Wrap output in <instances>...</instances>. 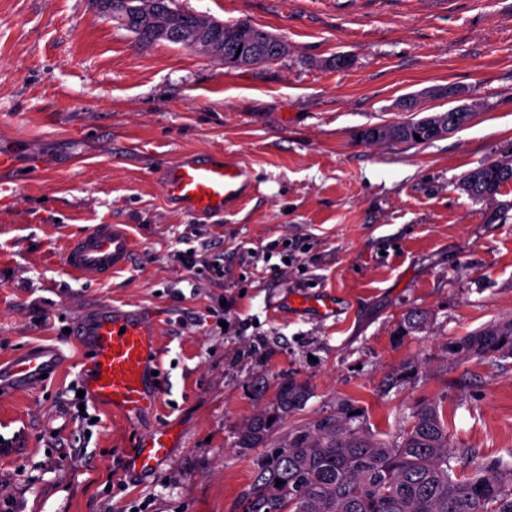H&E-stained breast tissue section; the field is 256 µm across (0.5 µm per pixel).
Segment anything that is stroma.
Listing matches in <instances>:
<instances>
[{"mask_svg":"<svg viewBox=\"0 0 512 512\" xmlns=\"http://www.w3.org/2000/svg\"><path fill=\"white\" fill-rule=\"evenodd\" d=\"M175 4L250 19L288 50L228 66L138 41L91 0H0V154L14 161L0 169V364L61 353L32 388L0 378V512H242L265 448H240V431L289 378L309 398L268 442L350 400L385 439L426 398L457 445L512 457V358L446 351L512 317V216L487 220L457 187L512 154V0ZM446 88L475 107L463 129L422 146L360 140L407 120L409 95L448 111ZM187 152L237 159L254 192L223 215L179 210L158 173ZM97 224L128 230L132 260L82 279L63 252ZM308 286L335 293L334 315L289 309ZM105 306L156 325L160 400L133 418L91 403L80 419L87 353L69 329ZM414 312L425 322L398 336ZM162 425L171 454L139 473L135 441Z\"/></svg>","mask_w":512,"mask_h":512,"instance_id":"35a3bbf8","label":"stroma"}]
</instances>
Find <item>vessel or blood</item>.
I'll list each match as a JSON object with an SVG mask.
<instances>
[{"mask_svg":"<svg viewBox=\"0 0 512 512\" xmlns=\"http://www.w3.org/2000/svg\"><path fill=\"white\" fill-rule=\"evenodd\" d=\"M159 179L168 200L200 213L223 211L242 201L253 180L247 166L220 158L183 156L165 166ZM132 251L128 233L115 224H98L64 251V264L75 275L105 277L128 266ZM290 302L299 310L326 316L336 305L331 297L296 291ZM86 346L81 380L90 399L125 415H138L155 406L160 389L151 364L157 358L158 331L141 316L102 308L71 329ZM58 365L54 354L34 353L17 359L10 373L14 383L28 388ZM174 440L166 428L141 437L134 464L143 473L158 471L170 455Z\"/></svg>","mask_w":512,"mask_h":512,"instance_id":"b4317fda","label":"vessel or blood"}]
</instances>
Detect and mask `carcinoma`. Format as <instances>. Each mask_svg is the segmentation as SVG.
<instances>
[{
    "label": "carcinoma",
    "instance_id": "1",
    "mask_svg": "<svg viewBox=\"0 0 512 512\" xmlns=\"http://www.w3.org/2000/svg\"><path fill=\"white\" fill-rule=\"evenodd\" d=\"M119 22L141 41L164 39L205 52L222 47L231 64L273 60L287 46L248 20L213 28L202 15L173 6V0H113ZM246 52L238 54L240 46ZM448 127L464 128L473 109L447 112ZM429 117L370 129L364 142L386 140L427 144L421 134ZM420 134L416 140L414 134ZM512 185V155L489 160L466 173L459 188L471 199L491 205ZM448 353L466 358H512V318L490 322L448 345ZM307 398L305 384H280L276 412L247 423L239 447L264 442L269 430L299 409ZM358 407L315 417L291 428L255 463L256 475L242 495L243 512H512V464L483 457L452 441L448 422L433 401L410 407L394 434L373 433ZM282 485H276V481Z\"/></svg>",
    "mask_w": 512,
    "mask_h": 512
}]
</instances>
